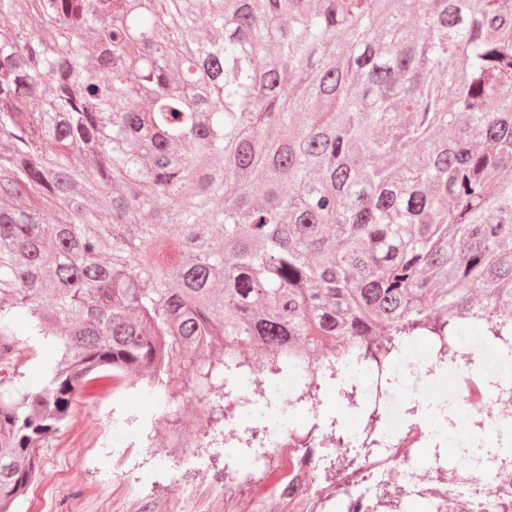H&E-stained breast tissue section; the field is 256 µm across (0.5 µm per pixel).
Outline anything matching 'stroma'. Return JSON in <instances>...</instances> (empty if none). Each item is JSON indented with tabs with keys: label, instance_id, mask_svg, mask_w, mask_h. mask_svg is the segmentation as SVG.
Instances as JSON below:
<instances>
[{
	"label": "stroma",
	"instance_id": "35a3bbf8",
	"mask_svg": "<svg viewBox=\"0 0 512 512\" xmlns=\"http://www.w3.org/2000/svg\"><path fill=\"white\" fill-rule=\"evenodd\" d=\"M193 448L177 460L165 453L173 417L138 388L102 379L88 384L71 417L40 455L41 474L16 512H234L225 469L244 470L252 453H228L224 417L194 401Z\"/></svg>",
	"mask_w": 512,
	"mask_h": 512
}]
</instances>
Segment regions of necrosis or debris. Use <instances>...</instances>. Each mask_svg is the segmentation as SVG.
<instances>
[{"label":"necrosis or debris","mask_w":512,"mask_h":512,"mask_svg":"<svg viewBox=\"0 0 512 512\" xmlns=\"http://www.w3.org/2000/svg\"><path fill=\"white\" fill-rule=\"evenodd\" d=\"M425 346L426 359L404 352L395 361L396 369L405 375L447 366V381L425 378L415 398L426 404L452 397L468 428L477 430L482 455L469 464L440 454L426 461L418 458L420 444L442 438V431L390 411L383 376L367 369L360 379L362 403L348 409L354 421L349 436L373 438L378 450L367 466L349 472L342 497L326 499L318 478L320 464L338 447L326 426L328 415L321 409L319 370L308 366L307 381L300 386L285 375L267 381L249 362L245 365L252 377L249 386L224 399V445L285 448L290 458L286 471L272 473L265 485L249 491L259 512H370L372 502L386 492L403 502L422 503L425 512H497L501 500L512 499V417L504 412L512 407V376L480 388L478 378L466 367L470 343L436 336ZM299 408L307 416L296 423L292 417ZM245 411L256 415L255 425L247 429L237 418ZM372 411L385 416L384 426L374 432L366 420Z\"/></svg>","instance_id":"4bbe7bcc"}]
</instances>
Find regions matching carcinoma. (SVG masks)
Here are the masks:
<instances>
[{
    "label": "carcinoma",
    "mask_w": 512,
    "mask_h": 512,
    "mask_svg": "<svg viewBox=\"0 0 512 512\" xmlns=\"http://www.w3.org/2000/svg\"><path fill=\"white\" fill-rule=\"evenodd\" d=\"M178 255L161 260L158 245ZM60 358L18 388L16 320ZM512 331V0H0V512L97 373ZM341 490L362 447L329 423Z\"/></svg>",
    "instance_id": "carcinoma-1"
}]
</instances>
